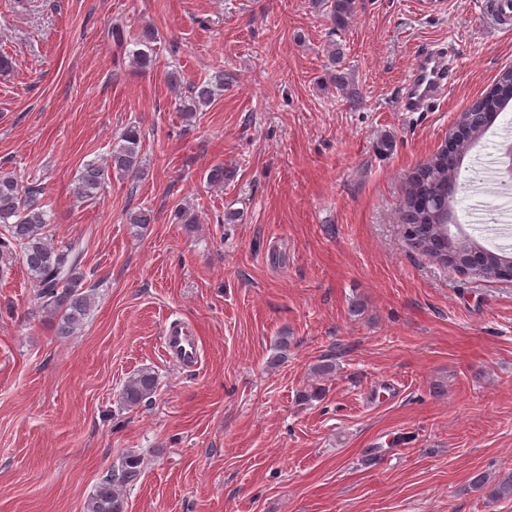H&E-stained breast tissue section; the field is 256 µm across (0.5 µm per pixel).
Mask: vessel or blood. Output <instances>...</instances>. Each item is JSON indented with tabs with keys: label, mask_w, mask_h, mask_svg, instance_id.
Segmentation results:
<instances>
[{
	"label": "vessel or blood",
	"mask_w": 512,
	"mask_h": 512,
	"mask_svg": "<svg viewBox=\"0 0 512 512\" xmlns=\"http://www.w3.org/2000/svg\"><path fill=\"white\" fill-rule=\"evenodd\" d=\"M453 62L445 49L426 47L414 57L404 83L399 106L404 112H426L437 104L450 87L449 72ZM165 357L185 369H196L202 361V347L177 324L165 325L161 336Z\"/></svg>",
	"instance_id": "b4317fda"
}]
</instances>
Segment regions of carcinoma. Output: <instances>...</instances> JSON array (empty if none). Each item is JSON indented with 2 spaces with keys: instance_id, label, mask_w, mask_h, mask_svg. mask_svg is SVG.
<instances>
[{
  "instance_id": "carcinoma-1",
  "label": "carcinoma",
  "mask_w": 512,
  "mask_h": 512,
  "mask_svg": "<svg viewBox=\"0 0 512 512\" xmlns=\"http://www.w3.org/2000/svg\"><path fill=\"white\" fill-rule=\"evenodd\" d=\"M318 7H327L334 26L347 27L355 13L356 0H311ZM157 34L151 28L143 29L136 41L138 49L132 52L134 63L141 69L153 65L154 43ZM224 86V72L218 71L207 80L189 85L180 111L189 115L208 106L215 91ZM512 103V68L504 70L492 85L472 103L467 111L478 118L461 117L468 128L466 135L455 140L445 150L434 152L407 177L402 206L406 237L412 248L434 258L439 263L457 268H468L473 276L484 280L502 281L505 270L512 269V254L498 248L491 250L470 238L461 240L445 228L448 213L458 203L456 192L461 190L460 170L463 159L474 143L480 141L509 104ZM143 136L139 127L126 126L118 135L109 158L85 162L77 179V195L85 201L100 198L104 184L116 172L136 176L143 168ZM50 223L48 211L37 188L22 186L11 172L0 171V255L19 254L33 282L34 301L44 314V323L59 338L74 335L83 325L95 305L93 289L84 285L86 273L82 270L83 249L72 241L57 244L46 233ZM312 370L320 378L336 375V359L322 356ZM158 379L151 369H142L126 381L122 400L129 407L152 402ZM141 473L140 458L134 454L121 457L120 463L97 483L85 503V512H125L123 488L134 484ZM477 489L487 490L492 501L512 500V473L493 482L478 474L472 481Z\"/></svg>"
}]
</instances>
